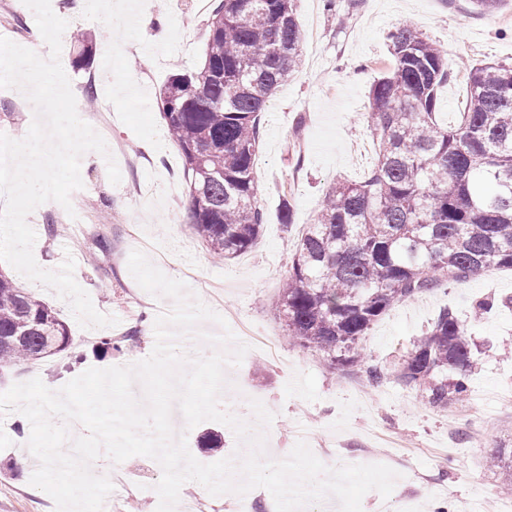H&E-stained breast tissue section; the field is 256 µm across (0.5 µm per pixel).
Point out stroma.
Here are the masks:
<instances>
[{
	"label": "stroma",
	"mask_w": 512,
	"mask_h": 512,
	"mask_svg": "<svg viewBox=\"0 0 512 512\" xmlns=\"http://www.w3.org/2000/svg\"><path fill=\"white\" fill-rule=\"evenodd\" d=\"M135 2L137 13L168 24L165 40L148 53L125 51L124 39L140 36L136 25H129L124 37L113 36L108 10L94 8V0H61L54 6V13L67 22L61 55L78 114L94 123L84 88L90 77H97L93 101H109L117 117L111 139L124 145L129 160L120 164L116 185L101 164L81 166L83 187L72 193L71 202L91 212L95 223H59L53 201L27 217L37 234L33 252L38 265L55 270L65 255H72L78 284L98 311L118 323L82 328L55 291L13 273L19 287L66 321L72 344L60 355L0 375V393L35 377L58 389L88 368L128 365L150 355L152 345L142 340L102 358L94 353L101 338L125 335L140 321L155 322L173 308L170 299L152 296L131 276L128 256L138 249L203 303L218 291L228 312L226 327L236 337L250 335L253 348L239 366L226 370L222 400L247 421L253 418L247 410L252 398L273 413L266 430L270 458H285L303 439L314 451L326 446L321 460L328 467L382 463L398 471L390 497L368 492L363 512H433L440 501L449 503V512H469L484 498L499 500V512H512V482L486 465L491 449L512 440V270L433 289L379 318L363 341L370 363L387 374L379 386L368 383L364 374L341 372L322 354L289 341L277 311L288 272L287 241L296 240L303 225L312 223L334 181L363 180L374 162L376 145L365 111L374 82L391 67L387 34L393 24H412L447 58L450 78L437 105L444 124L464 107L469 66L512 62V0H504L491 14L474 10L471 0H336L332 12L325 10L324 0H294L304 39L301 63L262 115L254 160L266 221L249 251L219 263L187 223L183 159L166 134L157 103L171 74L200 65L210 15L197 11L196 0ZM187 22L193 34L185 42L180 35ZM79 33L92 36L95 45L89 67L81 69L73 64ZM33 118L26 96L0 93V133L23 139ZM285 201L292 208L288 227L280 219ZM481 301L491 302V310L478 311ZM446 307L466 324L479 360L469 376L467 396L436 408L401 385L395 374L401 356ZM223 328L211 322L199 326L216 336ZM22 419L16 411L0 418V512H55L52 498L30 485L32 468L15 463L28 452L30 432L17 428ZM172 424L186 430L188 448L200 462L213 463L236 451V436L222 423L205 421L189 429L176 410ZM210 430L222 434V447H200L201 435ZM121 468L131 492L115 494L109 512H156L158 501L147 487L159 482V463L134 456Z\"/></svg>",
	"instance_id": "35a3bbf8"
}]
</instances>
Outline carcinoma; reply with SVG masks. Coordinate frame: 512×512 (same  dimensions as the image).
I'll list each match as a JSON object with an SVG mask.
<instances>
[{
  "instance_id": "carcinoma-1",
  "label": "carcinoma",
  "mask_w": 512,
  "mask_h": 512,
  "mask_svg": "<svg viewBox=\"0 0 512 512\" xmlns=\"http://www.w3.org/2000/svg\"><path fill=\"white\" fill-rule=\"evenodd\" d=\"M392 69L370 93L376 160L361 182H338L292 244L279 315L300 347L386 376L361 341L395 304L488 269L512 270V64L468 72L462 111L436 118L450 73L433 43L406 22L389 34ZM301 34L294 0H216L201 66L159 91L169 137L189 184V220L215 260L251 249L265 210L254 174L260 113L295 70ZM130 329L105 337L104 355L137 341ZM66 323L49 304L0 271V370L65 351ZM476 357L465 325L439 312L402 356L397 381L432 407L462 400ZM490 463L512 479V451Z\"/></svg>"
}]
</instances>
